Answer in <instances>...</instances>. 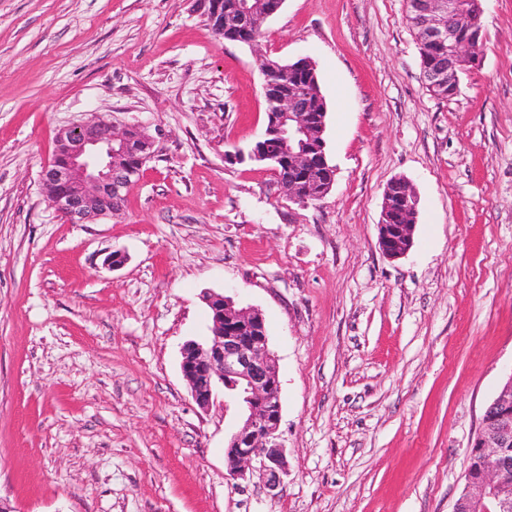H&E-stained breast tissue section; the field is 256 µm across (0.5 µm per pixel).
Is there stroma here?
<instances>
[{
    "label": "stroma",
    "instance_id": "stroma-1",
    "mask_svg": "<svg viewBox=\"0 0 512 512\" xmlns=\"http://www.w3.org/2000/svg\"><path fill=\"white\" fill-rule=\"evenodd\" d=\"M482 24L481 64L446 100L404 0H284L254 47L195 0H0V505L452 512L512 373V0H483ZM262 55L317 69L336 168L321 201L225 158L265 127ZM95 117L159 152L120 215L69 224L40 176L58 131ZM396 177L418 214L392 260L377 224ZM206 290L265 318L276 491L256 469L225 478L240 410L199 408L182 376Z\"/></svg>",
    "mask_w": 512,
    "mask_h": 512
}]
</instances>
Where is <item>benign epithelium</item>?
<instances>
[{"mask_svg": "<svg viewBox=\"0 0 512 512\" xmlns=\"http://www.w3.org/2000/svg\"><path fill=\"white\" fill-rule=\"evenodd\" d=\"M482 0H474L469 13L458 0H411V24L425 41L448 48V58L427 70L428 84L453 97L458 90V70L467 61L480 65ZM282 125L273 131L288 155L250 154L264 159L280 175L278 164L294 170L313 169L312 154L325 142H313L312 122L300 100L282 96L274 101ZM136 126H119L90 119L61 129L51 161L43 168L41 183L54 188L48 203L69 224H88L116 215L115 198H124L136 181L132 169L112 163L135 140ZM418 200L408 180H390L383 192L378 227V247L387 257L404 256L413 245V219ZM212 319V336L203 343L186 342L180 368L195 403L208 408L222 389L241 409V422L231 435L225 453L227 476H245L253 464L277 488L287 474L286 451L280 441L281 383L276 357L269 347L265 318L253 307H240L228 296L202 294ZM512 391L504 388L484 411L470 449L467 496L454 503L452 512H500L512 490Z\"/></svg>", "mask_w": 512, "mask_h": 512, "instance_id": "1", "label": "benign epithelium"}]
</instances>
